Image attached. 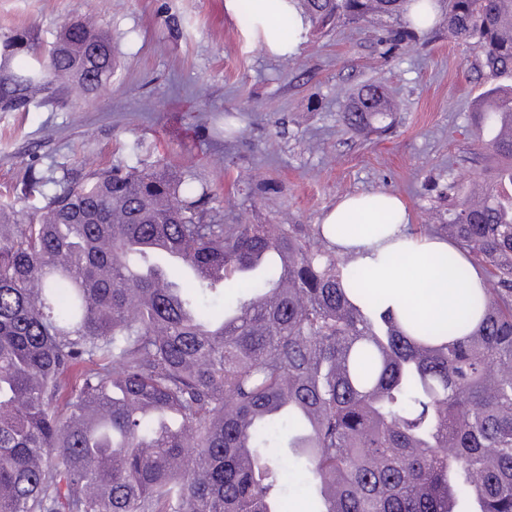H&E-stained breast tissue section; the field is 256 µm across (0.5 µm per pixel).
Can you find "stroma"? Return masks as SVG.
<instances>
[{
	"label": "stroma",
	"instance_id": "1",
	"mask_svg": "<svg viewBox=\"0 0 512 512\" xmlns=\"http://www.w3.org/2000/svg\"><path fill=\"white\" fill-rule=\"evenodd\" d=\"M224 2L0 0V35L26 28L45 48L65 21L91 17L117 60L96 95L0 112V203L32 173L159 165L206 184L228 224L314 225L343 196L384 192L425 230L490 179L497 160L477 140L474 106L512 75H492L446 26L390 52L387 23L341 21L274 57ZM372 81L399 104L393 124L352 132L340 114ZM277 455L284 512H318L289 448Z\"/></svg>",
	"mask_w": 512,
	"mask_h": 512
}]
</instances>
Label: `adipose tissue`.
I'll use <instances>...</instances> for the list:
<instances>
[{
    "mask_svg": "<svg viewBox=\"0 0 512 512\" xmlns=\"http://www.w3.org/2000/svg\"><path fill=\"white\" fill-rule=\"evenodd\" d=\"M250 36L270 54L295 53L308 23L291 0H249ZM406 205L388 193L339 198L322 217V233L361 272L364 286L379 301L419 322L439 323L480 294L483 278L467 254L448 241L409 231Z\"/></svg>",
    "mask_w": 512,
    "mask_h": 512,
    "instance_id": "obj_1",
    "label": "adipose tissue"
}]
</instances>
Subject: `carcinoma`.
I'll return each instance as SVG.
<instances>
[{"mask_svg": "<svg viewBox=\"0 0 512 512\" xmlns=\"http://www.w3.org/2000/svg\"><path fill=\"white\" fill-rule=\"evenodd\" d=\"M412 2L423 4L292 0L317 29L398 18ZM427 19L418 10L387 41ZM445 21L490 72L512 73V0H449ZM114 68L112 39L88 18L65 23L45 53L17 29L0 37V112L72 87L95 95ZM383 96L363 85L344 125L388 129ZM474 111L497 181L434 227L491 284L466 334V312L419 325L377 310L318 224L224 223L190 176H30L20 198L42 206L0 205V512H279L272 449L285 423L320 512H458L462 500L512 512V138L499 136L512 85ZM160 239L182 256L156 254L174 294L142 268V245ZM262 250L268 273L241 274ZM232 286L243 294L213 319L204 297Z\"/></svg>", "mask_w": 512, "mask_h": 512, "instance_id": "1", "label": "carcinoma"}]
</instances>
